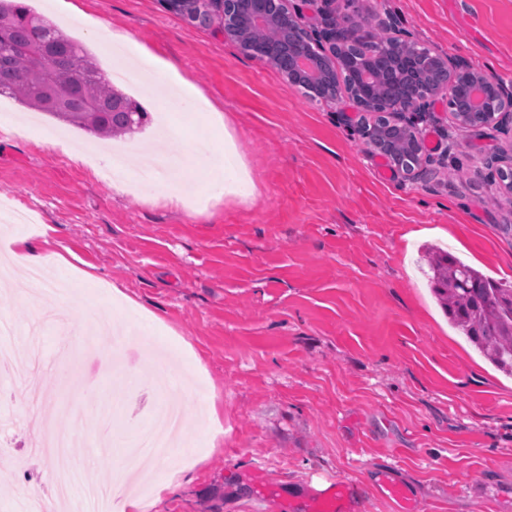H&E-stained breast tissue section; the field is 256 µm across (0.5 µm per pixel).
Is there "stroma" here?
<instances>
[{
  "mask_svg": "<svg viewBox=\"0 0 512 512\" xmlns=\"http://www.w3.org/2000/svg\"><path fill=\"white\" fill-rule=\"evenodd\" d=\"M29 0L98 59L114 89L137 96L119 75L107 40L85 16L108 21L142 46L177 58L181 73L224 115L163 111L144 102L146 123L101 142L44 113L0 97V113L90 146L79 159L0 128V205L52 226L51 250L69 251L142 307L161 312L150 339L131 336L138 318L105 289L69 280L77 311L66 326L42 321L27 287L0 289V316L15 325L12 358L0 362V404L11 447L0 459V512H15L33 484L62 472L43 451L49 429L109 427L115 450L94 458L108 484L118 451L135 447L150 407L173 401L167 384L126 388L124 373L152 375L167 359L184 378L181 486L155 498L165 480L154 468L139 484L147 512H314L331 482L352 487L344 512H401L388 483L403 486L410 512H512V376L496 370L448 323L430 287L429 255L443 249L486 275L512 283V195L499 158L512 135L452 130L443 103L421 127L445 165L412 180L370 158L351 102L337 108L290 89L281 73L248 56L167 0ZM333 11L385 19L415 40L512 85V0H333ZM180 138L168 142L169 129ZM232 134L257 193L247 200L199 193L207 172L200 152L220 150ZM179 166L160 186L103 178L94 149L161 144ZM463 168L465 179L453 177ZM191 185L183 203L172 192ZM98 305L120 318L113 339L81 325L80 308ZM84 341L70 342L76 326ZM117 357L104 363L100 350ZM102 397L86 407L79 386ZM216 392L224 434L199 433L198 395Z\"/></svg>",
  "mask_w": 512,
  "mask_h": 512,
  "instance_id": "1",
  "label": "stroma"
}]
</instances>
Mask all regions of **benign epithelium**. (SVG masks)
I'll return each instance as SVG.
<instances>
[{"label":"benign epithelium","mask_w":512,"mask_h":512,"mask_svg":"<svg viewBox=\"0 0 512 512\" xmlns=\"http://www.w3.org/2000/svg\"><path fill=\"white\" fill-rule=\"evenodd\" d=\"M331 0H322L320 27L303 31V40L288 41L286 34L299 26L297 16L288 9V0H224L219 21L224 36L234 39L252 58L275 66L289 87L306 91L312 101L336 106V77L348 61L344 52L351 46L376 40L370 25L360 26L354 36L340 28L329 9ZM268 25L283 36L278 44L255 42L249 33L258 25ZM384 55L389 67L364 78V90L352 104L360 112L377 110L388 118V127L411 139L425 140L419 121L441 100L448 107L455 127L462 126L464 112L492 113L489 127L512 131V90L466 64L453 61L432 49L424 50L404 32L390 36ZM472 85L470 96L462 102L453 99L457 86ZM391 138L367 140L368 154L384 160L389 157Z\"/></svg>","instance_id":"7a95c632"}]
</instances>
